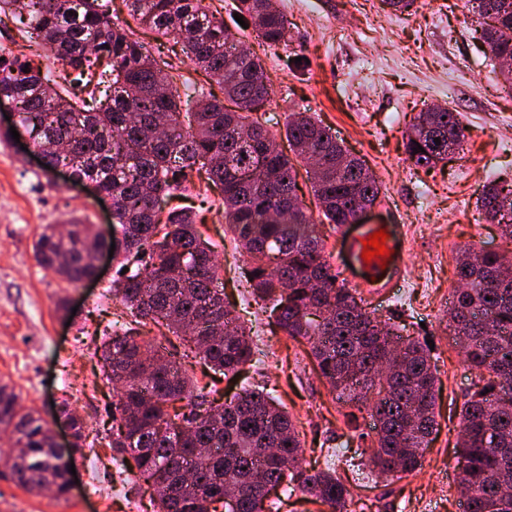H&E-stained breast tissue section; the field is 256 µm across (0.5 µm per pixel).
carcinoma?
<instances>
[{
  "label": "carcinoma",
  "mask_w": 512,
  "mask_h": 512,
  "mask_svg": "<svg viewBox=\"0 0 512 512\" xmlns=\"http://www.w3.org/2000/svg\"><path fill=\"white\" fill-rule=\"evenodd\" d=\"M142 25L174 36L187 58L224 87L227 107L196 94L181 108L168 63L112 22L99 0H0L18 22L30 54L0 50V94L13 99L18 126L50 167L67 166L112 196L135 272L112 282L123 311L104 330L101 359L119 388L112 402L115 475L137 472L153 490L157 512H274L265 488H283L344 512L350 491L329 461L302 466L291 418L259 389L214 406L181 368L169 335L188 343L226 376L252 361L249 333L224 301L215 252L195 216L168 202L191 183L196 166L219 187L224 220L244 250L243 277L254 297L271 302L273 332L306 340L317 372L337 400L375 421L371 461L385 475L422 466L435 428L436 373L427 347L366 311L339 279L313 214L297 194L294 166L276 136L250 114L273 102L262 60L244 51L205 0H127ZM483 19L492 55L512 62V0H467ZM236 10L269 46L285 42L287 20L277 0H237ZM53 58L79 71L64 88L35 59ZM409 160L433 166L464 137L455 112L418 113ZM288 145L307 162L324 219L348 223L373 203L380 184L361 158L305 112L286 124ZM440 143H435L434 139ZM422 150H417V147ZM480 206L512 239V187L489 182ZM109 247L90 224L62 235L46 227L35 244L40 263L70 284L94 275L92 254ZM460 288L448 308L453 340L483 384L463 403L461 457L466 512H512V259L467 248L456 259ZM163 327L146 340L147 323ZM187 400L181 411L167 404ZM70 448L55 446L41 416L0 382V432L16 452L4 460L28 491L67 494L75 453L86 445L84 423L66 413Z\"/></svg>",
  "instance_id": "obj_1"
}]
</instances>
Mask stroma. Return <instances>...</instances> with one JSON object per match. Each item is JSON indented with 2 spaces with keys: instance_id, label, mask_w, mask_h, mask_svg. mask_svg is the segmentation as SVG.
I'll use <instances>...</instances> for the list:
<instances>
[{
  "instance_id": "obj_1",
  "label": "stroma",
  "mask_w": 512,
  "mask_h": 512,
  "mask_svg": "<svg viewBox=\"0 0 512 512\" xmlns=\"http://www.w3.org/2000/svg\"><path fill=\"white\" fill-rule=\"evenodd\" d=\"M206 2L259 54L273 82L274 102L258 112L259 121L281 138L289 114H314L376 175L381 194L362 222L401 225L400 277L384 292L362 288L358 295L367 311L395 322L404 335L433 341L437 370L436 426L421 468L399 479L376 476L371 418L337 402L306 345L270 337L266 313L239 281L241 246L215 213L221 192L197 174L173 204L194 211L201 201L212 205L204 231L224 261L219 278L259 349L235 379L222 382L221 399L265 382L292 416L304 466L322 464L333 452L336 475L351 493L348 512H463L460 411L475 373L448 329V305L459 286L456 257L467 246L512 256V240L480 209L487 182H512V89L502 83L476 15L464 0H417L403 14L381 0H280L287 44L268 52L235 20L234 0ZM432 105L458 113L465 137L444 162L418 167L408 158L406 132ZM81 221L115 248L102 256L97 280L71 286L41 265L35 243L45 225L63 229ZM121 240L110 204L90 187L46 173L16 141L0 142V381L58 436L66 434L61 407L81 417L98 453L91 471L102 496L98 504L86 498L89 470L79 453L73 489L64 496L28 492L0 466V512H154L149 487L128 488L112 478L113 389L94 355V338L116 310L109 290L124 261Z\"/></svg>"
}]
</instances>
